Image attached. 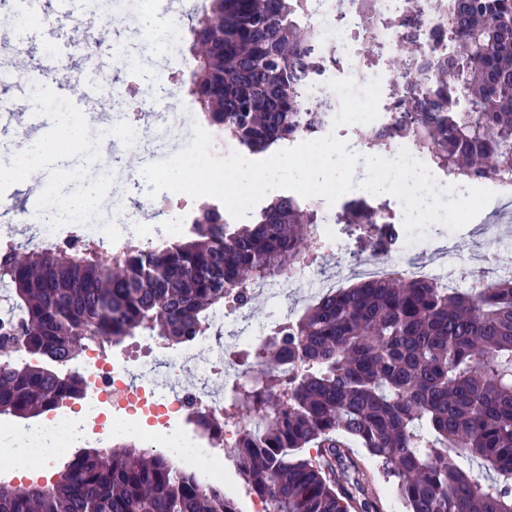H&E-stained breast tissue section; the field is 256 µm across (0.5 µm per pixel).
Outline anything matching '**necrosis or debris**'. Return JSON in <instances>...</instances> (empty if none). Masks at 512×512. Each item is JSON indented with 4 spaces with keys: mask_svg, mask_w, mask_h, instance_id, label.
<instances>
[{
    "mask_svg": "<svg viewBox=\"0 0 512 512\" xmlns=\"http://www.w3.org/2000/svg\"><path fill=\"white\" fill-rule=\"evenodd\" d=\"M435 2L376 0L374 18L367 25L353 0H311L312 9L306 19L315 28L321 47L337 58L335 67L325 70L319 82L308 87L311 96L330 102L329 108L318 115V137L364 123L380 129L394 124L393 75L386 64L401 40L395 21L415 13L425 29H432ZM103 6L110 16L126 17L129 23L125 40L113 46L116 68L128 69L129 53L140 58L154 53L155 47L145 35L142 21L157 10V0H104ZM363 40L375 52L374 63L363 62L358 52V44ZM352 76L357 79L358 96L349 99L341 96L337 88ZM202 122V117L189 110L177 111L164 102L157 85L142 86L137 117H129L125 112L110 115L111 149L88 147L86 156L72 157L53 172L38 208L24 216L25 223L32 227L31 243L50 247L74 243L70 224L50 223L46 215L82 184L89 171L102 183H120L127 189L126 195L108 203H96L72 217L71 224H79L102 251L121 255L133 237L148 249H159L185 233L190 227L192 209L167 192L153 199L140 198V181L126 166L125 158L135 155L145 164L166 160L177 145L190 143L194 126ZM387 232L393 245L391 254L384 259H363L361 273L383 277L401 269L419 279L447 284L448 276L442 266L418 267L407 263L408 258L426 250L427 240L409 241L400 221L388 224ZM328 285L325 276L306 265L291 279L267 281L261 290L279 302L275 318L280 321L289 314L284 302L290 289L303 287L314 297ZM214 321L222 334L221 345L226 349L255 346L264 328L245 306L224 309L215 314ZM135 343L140 350L136 357L121 344L113 345L108 354L89 351L81 367L86 385L84 396L53 406L47 413V424L20 429L0 418V437L20 438L27 449L20 461L5 468L9 488H21L22 482L16 477L19 470L34 474L51 471L76 441H101L118 432L140 436L155 448L177 449L180 469L195 474L202 487L223 491L227 466L221 447L239 433L238 424L225 421L224 406L234 388L253 376V369L230 356L199 361V351L212 343L208 336L194 337L178 349L164 347L147 336L137 337ZM216 376L224 380L223 391H214L210 386Z\"/></svg>",
    "mask_w": 512,
    "mask_h": 512,
    "instance_id": "1",
    "label": "necrosis or debris"
}]
</instances>
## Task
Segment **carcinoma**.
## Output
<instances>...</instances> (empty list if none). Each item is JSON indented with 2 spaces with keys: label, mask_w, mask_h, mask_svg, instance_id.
<instances>
[{
  "label": "carcinoma",
  "mask_w": 512,
  "mask_h": 512,
  "mask_svg": "<svg viewBox=\"0 0 512 512\" xmlns=\"http://www.w3.org/2000/svg\"><path fill=\"white\" fill-rule=\"evenodd\" d=\"M309 0H205L191 18L187 92L203 115L251 152H272L314 130L326 103L307 85L327 58L304 22ZM409 15L392 59L401 115L387 149L414 139L448 178L512 185V0H448L431 30L452 52L414 80L406 61L425 52ZM318 206L293 195L268 201L246 224L201 208L193 227L158 251L123 258L85 245L0 250V288L20 323L0 331V415L36 417L83 394L60 362L107 351L127 337L177 347L210 330L213 312L250 306L254 288L288 279L315 248ZM341 223L369 255L387 217L350 202ZM263 370L240 385L224 418L245 412L233 453L265 512H373L352 440L397 479L406 512H512V279L461 292L409 275L353 279L239 352ZM317 448L305 457L306 448ZM487 473L477 478L470 465ZM0 512H241L207 491L166 452L121 445L84 450L54 483L0 488Z\"/></svg>",
  "instance_id": "1"
}]
</instances>
